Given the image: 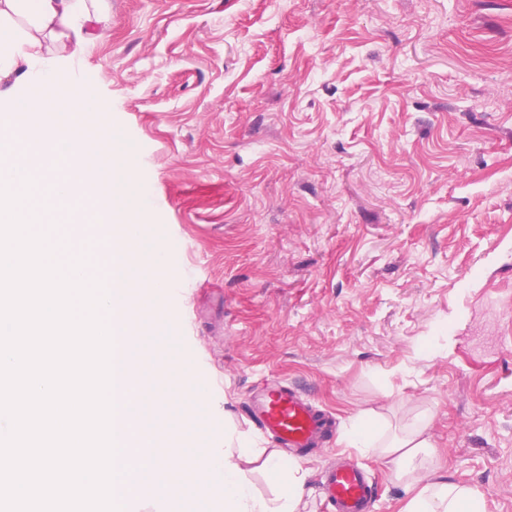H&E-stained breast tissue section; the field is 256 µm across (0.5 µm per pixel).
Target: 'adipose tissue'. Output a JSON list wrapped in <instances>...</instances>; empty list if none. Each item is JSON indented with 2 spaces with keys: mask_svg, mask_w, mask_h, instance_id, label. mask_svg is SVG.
I'll return each instance as SVG.
<instances>
[{
  "mask_svg": "<svg viewBox=\"0 0 512 512\" xmlns=\"http://www.w3.org/2000/svg\"><path fill=\"white\" fill-rule=\"evenodd\" d=\"M110 21L108 0H0V98L11 97L15 84L34 93L14 99L0 113V176L15 180L29 174L52 186V202L67 204L93 198L94 210L74 216L72 242L95 235L101 219L113 222L109 246L95 254L112 275L115 313V395L126 409L115 417L122 463L129 475L115 482V501L133 512L136 501L149 499L155 512L191 503L205 512H299L307 494L306 472L283 461L277 451L262 454L252 441L225 430L224 445L208 447V390L188 383L170 395L167 383L179 369L174 357L148 347L157 329L154 299L175 279L165 259L146 250L142 216L131 175L132 154L111 132L91 130L87 115L106 112L104 103L87 98L77 86L60 81L54 64L84 51L88 24ZM383 414L360 410L346 439L375 453L409 499L403 512H479L484 495L475 486L437 474L435 444L424 418L389 435ZM260 462L276 487L275 498L256 494L248 465Z\"/></svg>",
  "mask_w": 512,
  "mask_h": 512,
  "instance_id": "adipose-tissue-1",
  "label": "adipose tissue"
}]
</instances>
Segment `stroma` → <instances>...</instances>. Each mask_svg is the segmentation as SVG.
Masks as SVG:
<instances>
[{"label":"stroma","mask_w":512,"mask_h":512,"mask_svg":"<svg viewBox=\"0 0 512 512\" xmlns=\"http://www.w3.org/2000/svg\"><path fill=\"white\" fill-rule=\"evenodd\" d=\"M61 81L133 147L143 234L177 279L155 318L209 381L210 446L252 385L336 418L373 512L407 493L344 439L429 411L448 478L512 512V0H110ZM439 355H431V348Z\"/></svg>","instance_id":"35a3bbf8"}]
</instances>
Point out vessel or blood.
<instances>
[{"label":"vessel or blood","mask_w":512,"mask_h":512,"mask_svg":"<svg viewBox=\"0 0 512 512\" xmlns=\"http://www.w3.org/2000/svg\"><path fill=\"white\" fill-rule=\"evenodd\" d=\"M247 413L277 446L295 451L323 445L332 429L330 414L300 389L277 378L262 380L247 403ZM322 490L331 512H370L375 482L350 459L324 470Z\"/></svg>","instance_id":"1"}]
</instances>
